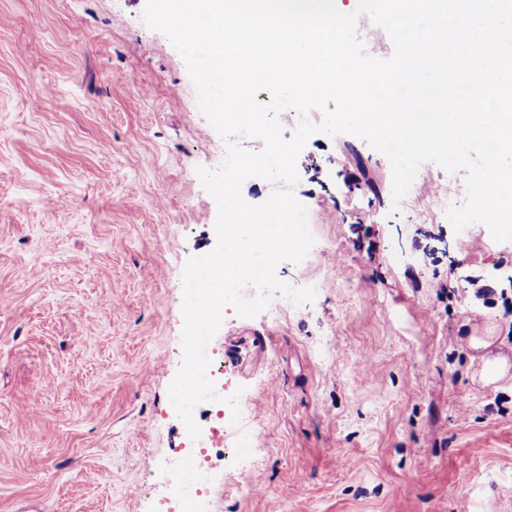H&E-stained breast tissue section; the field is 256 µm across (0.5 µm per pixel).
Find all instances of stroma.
Returning <instances> with one entry per match:
<instances>
[{
	"instance_id": "35a3bbf8",
	"label": "stroma",
	"mask_w": 512,
	"mask_h": 512,
	"mask_svg": "<svg viewBox=\"0 0 512 512\" xmlns=\"http://www.w3.org/2000/svg\"><path fill=\"white\" fill-rule=\"evenodd\" d=\"M145 2L0 0V512H155L176 490L182 273L217 243L196 169L224 140ZM296 170L320 249L276 274L316 296L275 322L226 310L209 343L253 432L203 473L209 512H512V379L473 383L465 341L512 357V241L455 232L435 202L466 174L432 162L393 206L351 134H314Z\"/></svg>"
}]
</instances>
